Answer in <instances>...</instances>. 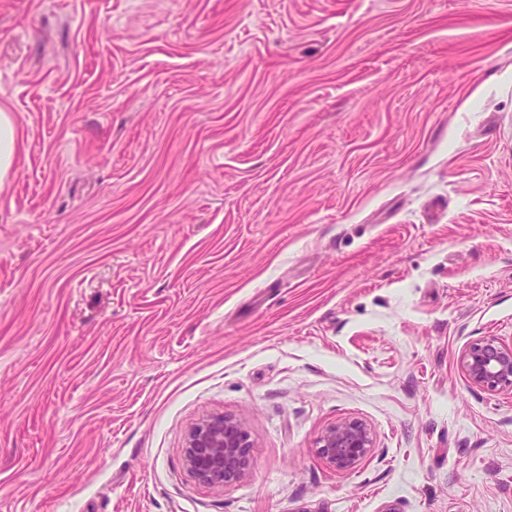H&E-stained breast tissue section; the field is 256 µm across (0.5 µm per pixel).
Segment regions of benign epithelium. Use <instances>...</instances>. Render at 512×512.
Returning <instances> with one entry per match:
<instances>
[{
	"label": "benign epithelium",
	"mask_w": 512,
	"mask_h": 512,
	"mask_svg": "<svg viewBox=\"0 0 512 512\" xmlns=\"http://www.w3.org/2000/svg\"><path fill=\"white\" fill-rule=\"evenodd\" d=\"M460 364L471 384L512 390V345L506 346L494 338L483 339L462 352ZM371 447L370 430L354 419L328 426L318 441L319 453L338 469L353 467ZM251 448L250 436L240 421L216 414L190 427L184 461L198 482L222 487L245 476Z\"/></svg>",
	"instance_id": "obj_1"
}]
</instances>
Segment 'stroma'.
I'll return each instance as SVG.
<instances>
[{
  "label": "stroma",
  "instance_id": "stroma-1",
  "mask_svg": "<svg viewBox=\"0 0 512 512\" xmlns=\"http://www.w3.org/2000/svg\"><path fill=\"white\" fill-rule=\"evenodd\" d=\"M0 107V512H512V0H0ZM17 125L12 112L0 108V181L7 178L17 158ZM460 364L471 384L512 390V345L506 346L493 338L480 340L462 352ZM251 448L250 436L240 421L216 414L190 427L185 440L184 461L198 482L224 487L245 476ZM368 427L359 420H345L328 426L318 441L319 453L333 467L349 469L372 447Z\"/></svg>",
  "mask_w": 512,
  "mask_h": 512
}]
</instances>
